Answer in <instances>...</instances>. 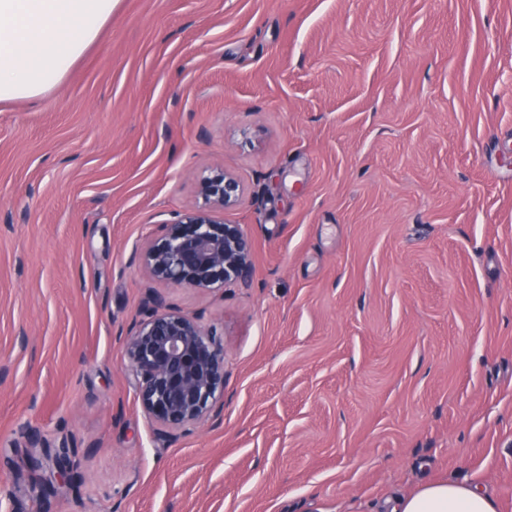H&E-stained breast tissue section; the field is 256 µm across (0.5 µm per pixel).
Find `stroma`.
<instances>
[{"label": "stroma", "mask_w": 512, "mask_h": 512, "mask_svg": "<svg viewBox=\"0 0 512 512\" xmlns=\"http://www.w3.org/2000/svg\"><path fill=\"white\" fill-rule=\"evenodd\" d=\"M244 283L150 279L199 200ZM224 340V415L163 433L119 328L149 290ZM0 512H384L458 477L512 512V0H120L64 81L0 102ZM199 201L169 224L144 250L146 272L157 281L207 291L251 277L253 244L241 225L217 214L238 205L239 181L213 171L199 179ZM27 461L32 472L45 474L35 485L37 496L46 500L63 487L77 488L81 476L74 472L71 462V448L66 439L58 446H51L36 432L27 433Z\"/></svg>", "instance_id": "1"}]
</instances>
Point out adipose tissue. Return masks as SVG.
<instances>
[{
    "instance_id": "obj_1",
    "label": "adipose tissue",
    "mask_w": 512,
    "mask_h": 512,
    "mask_svg": "<svg viewBox=\"0 0 512 512\" xmlns=\"http://www.w3.org/2000/svg\"><path fill=\"white\" fill-rule=\"evenodd\" d=\"M118 0H0V101L43 96L65 79ZM389 512H496L475 485L449 478L396 498Z\"/></svg>"
}]
</instances>
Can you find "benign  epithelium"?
I'll list each match as a JSON object with an SVG mask.
<instances>
[{
    "label": "benign epithelium",
    "mask_w": 512,
    "mask_h": 512,
    "mask_svg": "<svg viewBox=\"0 0 512 512\" xmlns=\"http://www.w3.org/2000/svg\"><path fill=\"white\" fill-rule=\"evenodd\" d=\"M199 183L201 201L164 225L143 252L144 268L157 281L200 291L244 282L252 274V241L241 225L218 218L238 205L243 189L222 170L201 176ZM143 306L145 317L124 336L142 409L166 433L218 419L224 409V344L216 330L170 308L153 290ZM27 445L30 470L43 473L35 485L39 498L78 487L81 476L73 470L67 440L52 446L29 432Z\"/></svg>",
    "instance_id": "obj_1"
}]
</instances>
